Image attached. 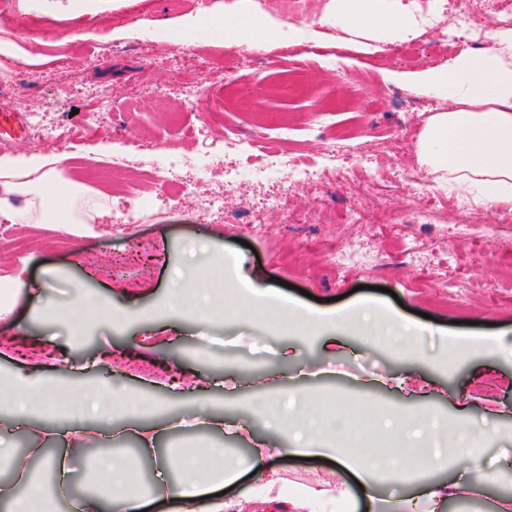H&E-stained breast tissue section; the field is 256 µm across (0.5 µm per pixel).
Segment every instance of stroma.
I'll use <instances>...</instances> for the list:
<instances>
[{
  "label": "stroma",
  "mask_w": 512,
  "mask_h": 512,
  "mask_svg": "<svg viewBox=\"0 0 512 512\" xmlns=\"http://www.w3.org/2000/svg\"><path fill=\"white\" fill-rule=\"evenodd\" d=\"M224 2L207 0L214 31L196 44L181 21L199 13L198 0H6L0 97L54 127L53 150L68 156L66 176L106 199L104 215L87 224L0 222V290L11 289L14 301L0 315V371L26 372L37 363L50 376L56 360L68 357L85 369L59 375L54 426L70 423L69 401L78 388L109 383L158 405L141 422L164 426L159 447L219 443L243 465L252 459L254 438L280 451L301 426L292 413L274 428L257 413V401L273 400L280 387L305 392L315 405L335 398L356 424L375 403L381 416L362 432L394 457L390 471L378 476L380 498H416L435 486L445 512H499L500 499L512 498V211L480 209L469 223L455 204L458 191L440 195L433 178L414 187L391 176L418 168L419 136L444 109L439 97L409 90L424 72L453 59L443 29L410 40L414 58L407 63L395 60L404 45L398 41L372 51L364 38L347 34L318 44L314 55L305 43H289L288 63L301 67L307 86L306 94L289 96L278 89L277 51L245 61L225 46ZM253 2L258 12L308 25L330 0ZM188 43L203 66L157 64ZM61 82L75 84L74 93L59 97ZM188 83L208 92L194 111L181 107ZM96 91L112 100L98 121L89 117ZM342 134L351 158L377 159L378 170H358L319 190L283 174L224 184L225 136L253 144L255 165L272 146L294 160L324 164ZM137 145L148 158L113 166L114 156ZM171 151L196 195L159 211L152 205L153 168ZM132 186L138 199L127 193ZM275 196L282 209H266ZM214 197L225 210L253 212L257 226L228 224L204 211L200 199ZM134 201L146 219L113 223L112 211ZM355 208L362 223L346 220ZM349 248L372 258L362 265L328 261L327 252ZM228 257L255 283L304 306L337 296L345 306L380 302L409 319L426 313L418 347L404 357L349 335L328 354L318 337L258 318L231 293L223 296L224 320L202 329L168 309L172 281L183 275L192 287L217 288ZM491 334L501 337L500 354L448 353L449 337ZM103 349L120 355L99 360ZM201 402L228 423L226 433L194 423L191 409ZM396 417L407 429L435 419L451 432L464 423L488 430L477 453L495 484L483 493L461 485L470 463L462 453L413 472L411 455L397 448L387 426ZM129 420L113 416L111 441L86 435L80 466L89 468L108 450L117 463H134L148 488L157 479L153 454L141 449ZM272 465L291 483L332 493L361 488L353 473L326 457L280 453Z\"/></svg>",
  "instance_id": "obj_1"
}]
</instances>
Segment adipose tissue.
Returning a JSON list of instances; mask_svg holds the SVG:
<instances>
[{
	"instance_id": "obj_1",
	"label": "adipose tissue",
	"mask_w": 512,
	"mask_h": 512,
	"mask_svg": "<svg viewBox=\"0 0 512 512\" xmlns=\"http://www.w3.org/2000/svg\"><path fill=\"white\" fill-rule=\"evenodd\" d=\"M331 18L337 30L364 33L367 39L384 43L406 41L419 33L418 22L407 0H332ZM300 39L304 27L282 30L278 19L257 14L252 0H230L224 7V43L257 50L280 43L282 35ZM424 93L444 99L446 111L431 117L418 142V158L434 172L444 173L449 183L478 206L491 207L512 201V27H495L486 33L485 45L461 52L445 67L430 70L418 80ZM65 157H30L20 162L0 160V219L13 223L84 224L96 199L87 209L76 208L72 199L76 182L62 175ZM224 277L240 290L242 299L258 313L281 314L309 331L327 332V346H335V332H351L364 339L385 334L398 337L401 354L412 353L423 328L407 322L395 310L359 303L330 311L301 309L286 303L272 289L259 287L243 276L235 262H225ZM50 377L40 373L24 376L0 373V396L12 405L0 426L33 436L44 431L42 422L55 402ZM121 404L111 387L98 386L76 395L70 410L77 425L55 433L60 452L42 457L56 489L48 496L29 462L14 449L0 448V467L10 469L11 482L0 485V503L7 512H225L222 488L236 487L238 503L257 499L287 504L290 512H317L328 492L310 485H290L266 462L262 448H255L251 483L241 484L238 465L226 461L220 448H195L179 467L174 481H162L151 490L139 488L136 470L116 468L111 458H101L93 471L104 483L91 493L79 492L75 449L86 430L84 421L111 419ZM328 436L294 442L286 452L292 456L336 458L353 471L366 495L376 486L371 469L360 466L352 454H337L334 437L340 434L338 420L320 414Z\"/></svg>"
}]
</instances>
